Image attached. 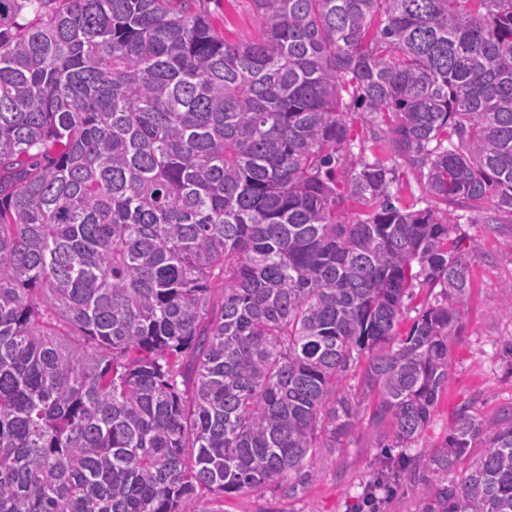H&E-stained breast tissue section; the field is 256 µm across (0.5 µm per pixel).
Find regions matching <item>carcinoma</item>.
<instances>
[{
    "mask_svg": "<svg viewBox=\"0 0 512 512\" xmlns=\"http://www.w3.org/2000/svg\"><path fill=\"white\" fill-rule=\"evenodd\" d=\"M196 2L0 0V512L291 495L361 430L420 444L448 386L450 227L512 214V0H252L244 42ZM420 468L419 512H512V408L461 409L363 507ZM392 192H397L402 206H409L413 209L426 207V203L420 201V191L408 168L400 169V181L394 185ZM439 291L440 288H435L432 293H428L426 288L424 290H421V288H415L413 297L410 299L405 298L403 313L400 321L401 333H405L410 329L422 307L427 302H433L435 295Z\"/></svg>",
    "mask_w": 512,
    "mask_h": 512,
    "instance_id": "1",
    "label": "carcinoma"
}]
</instances>
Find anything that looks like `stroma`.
<instances>
[{"mask_svg": "<svg viewBox=\"0 0 512 512\" xmlns=\"http://www.w3.org/2000/svg\"><path fill=\"white\" fill-rule=\"evenodd\" d=\"M200 8L229 40L260 36L252 0H202ZM452 234L470 260L471 282L461 336L450 352L452 377L425 431L432 447L443 443L461 407L490 421L512 406V298L504 291L512 281V215L498 213L491 224L485 212L472 210ZM393 462L356 436L344 452L322 450L316 479L295 495L272 487L242 493L225 498L224 512H358L373 475Z\"/></svg>", "mask_w": 512, "mask_h": 512, "instance_id": "obj_1", "label": "stroma"}]
</instances>
